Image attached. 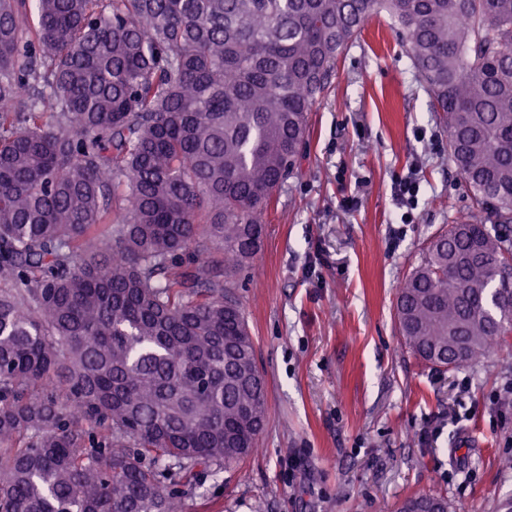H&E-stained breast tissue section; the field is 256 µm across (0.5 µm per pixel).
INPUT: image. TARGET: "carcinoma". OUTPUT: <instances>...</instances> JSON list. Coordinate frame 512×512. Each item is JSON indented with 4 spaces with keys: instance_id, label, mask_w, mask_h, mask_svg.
<instances>
[{
    "instance_id": "1",
    "label": "carcinoma",
    "mask_w": 512,
    "mask_h": 512,
    "mask_svg": "<svg viewBox=\"0 0 512 512\" xmlns=\"http://www.w3.org/2000/svg\"><path fill=\"white\" fill-rule=\"evenodd\" d=\"M382 12L476 205L398 288L450 370L512 333V0H0V512H184L252 455L230 280Z\"/></svg>"
}]
</instances>
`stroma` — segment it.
I'll return each instance as SVG.
<instances>
[{
	"label": "stroma",
	"instance_id": "obj_1",
	"mask_svg": "<svg viewBox=\"0 0 512 512\" xmlns=\"http://www.w3.org/2000/svg\"><path fill=\"white\" fill-rule=\"evenodd\" d=\"M410 174L419 191L403 205L394 184ZM473 208L426 83L388 17L372 18L235 279L267 380L259 450L199 476L185 512H382L418 492L444 494L448 512H505L512 341L434 369L394 317L423 248Z\"/></svg>",
	"mask_w": 512,
	"mask_h": 512
}]
</instances>
